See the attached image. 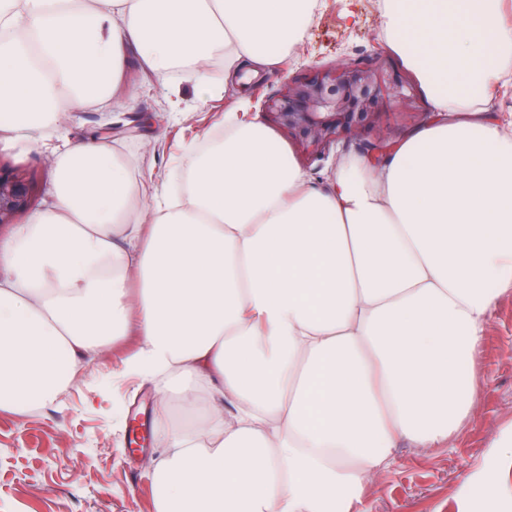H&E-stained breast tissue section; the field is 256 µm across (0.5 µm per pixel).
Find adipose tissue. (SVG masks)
<instances>
[{
  "mask_svg": "<svg viewBox=\"0 0 512 512\" xmlns=\"http://www.w3.org/2000/svg\"><path fill=\"white\" fill-rule=\"evenodd\" d=\"M313 0H0V144L59 152L55 201L0 227V411L51 404L135 334L166 374L156 512H364L398 442L448 443L473 355L512 285V132L486 107L512 72L505 0H389L387 46L433 117L379 163L316 184L241 111L188 146L179 189L71 145L57 115L125 83L129 58L199 95L275 65ZM207 411L171 427L173 401Z\"/></svg>",
  "mask_w": 512,
  "mask_h": 512,
  "instance_id": "obj_1",
  "label": "adipose tissue"
}]
</instances>
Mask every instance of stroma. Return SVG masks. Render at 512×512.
Returning <instances> with one entry per match:
<instances>
[{
	"label": "stroma",
	"mask_w": 512,
	"mask_h": 512,
	"mask_svg": "<svg viewBox=\"0 0 512 512\" xmlns=\"http://www.w3.org/2000/svg\"><path fill=\"white\" fill-rule=\"evenodd\" d=\"M389 17L373 0H328L297 53L262 71L242 90H222L200 98L189 83L166 86L137 78L135 100L98 97L80 110L60 114L72 142L105 135L111 147L131 157L133 174L143 183L174 172L183 147L223 128L224 115L246 97L247 120L263 122V102L286 77L309 69L331 68L341 57L358 61L378 53L387 79L412 84V111L387 114L388 126L419 127L431 104L398 55L386 50L381 32ZM111 134H104V127ZM273 139L313 180L335 172L341 159L363 153L370 131L341 134L324 156L304 153L278 129ZM0 169H17L34 186L31 210L54 201L56 159L50 146L0 147ZM136 342L129 336L112 350V363L81 366L79 387L62 392L51 405L26 417L0 412V512H154L153 490L145 465L164 445L152 423L160 380L121 371L122 358ZM480 385L474 414L441 448L400 444L391 465L366 487L369 512H482L481 482L491 477L512 486V455L493 443L512 431V289L490 312L483 341L474 357Z\"/></svg>",
	"instance_id": "obj_1"
}]
</instances>
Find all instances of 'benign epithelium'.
<instances>
[{
	"instance_id": "obj_1",
	"label": "benign epithelium",
	"mask_w": 512,
	"mask_h": 512,
	"mask_svg": "<svg viewBox=\"0 0 512 512\" xmlns=\"http://www.w3.org/2000/svg\"><path fill=\"white\" fill-rule=\"evenodd\" d=\"M392 95L376 68L340 59L309 77L286 78L263 107L270 124L287 131L313 154L330 150L343 133L376 130L378 135L366 151L378 162L400 138L398 133L381 131L383 109ZM30 200L23 175L0 169V225L16 223Z\"/></svg>"
}]
</instances>
